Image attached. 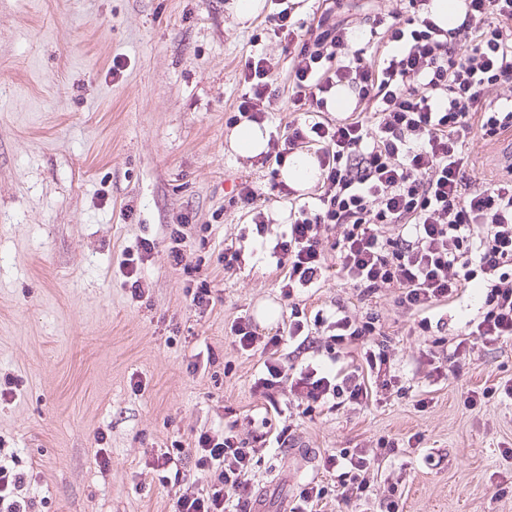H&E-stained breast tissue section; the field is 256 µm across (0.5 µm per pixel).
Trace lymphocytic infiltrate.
I'll list each match as a JSON object with an SVG mask.
<instances>
[{
    "mask_svg": "<svg viewBox=\"0 0 512 512\" xmlns=\"http://www.w3.org/2000/svg\"><path fill=\"white\" fill-rule=\"evenodd\" d=\"M270 3L271 30L290 48L288 98L296 112L273 140L274 158L308 148L320 178L310 195L288 190L289 222L278 232L253 182L237 187L257 237L225 245L217 261L229 273L260 253L273 259L289 314L270 331L247 314L230 322L234 347L263 358L252 382L264 399L262 430L244 438L230 420L223 430L195 435L186 454L209 482L179 494L172 512H253L252 462L289 440L277 422L281 397L333 411L369 406L398 386L390 333L379 316L354 318L343 304L312 307L298 299V291L320 288L328 272L353 285L361 300L391 294L396 312L425 334L433 312L479 289V313L463 336L434 338L424 353L433 381L458 378L475 349L512 339V182L474 184L466 152L471 139L512 130V102L488 97L492 87L512 85V0H464L463 20L452 29L431 18L428 0H407L386 30L368 39L370 65L349 52L357 37L350 0H318L303 33L284 0ZM276 68L261 55L245 58L239 118L259 125L270 119ZM340 88L354 106L338 115L328 102ZM155 249L144 239L123 253L120 270L132 297L150 290L140 270ZM166 252L190 278L192 307L213 309L210 283L200 264L188 261L180 225H172ZM401 448L399 439L382 438L371 449L325 455L330 486L304 484L290 512H317L329 496L337 512H353L373 497L380 512H399L397 483L376 491L374 467ZM31 479L0 463V512H33Z\"/></svg>",
    "mask_w": 512,
    "mask_h": 512,
    "instance_id": "1",
    "label": "lymphocytic infiltrate"
}]
</instances>
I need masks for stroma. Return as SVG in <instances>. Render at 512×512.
Returning a JSON list of instances; mask_svg holds the SVG:
<instances>
[{
  "label": "stroma",
  "mask_w": 512,
  "mask_h": 512,
  "mask_svg": "<svg viewBox=\"0 0 512 512\" xmlns=\"http://www.w3.org/2000/svg\"><path fill=\"white\" fill-rule=\"evenodd\" d=\"M231 2L0 0V380L16 382L0 398V442L32 470L39 512H171L176 494L206 484L180 452L196 431L222 428L228 407L241 437L260 429L253 414L262 400L251 390L260 358L237 352L225 327L259 309L280 320L288 302L269 260L227 273L212 250L255 235L237 201L241 180L260 187L266 215L288 221L277 164L236 154L230 134L242 56L277 62L272 107L282 119L292 111L289 56L264 13L242 22ZM501 143H470L478 178L512 180ZM180 222L218 299L203 316L164 251L141 268L145 298L132 297L119 270L124 248L163 242ZM315 298L393 324L391 355L407 392L310 416L282 402L291 448L262 454L251 474L264 512H285L301 484L323 480L321 454L416 432L420 447L375 476L380 488L401 481L402 512H512V494L494 493L512 481V458L502 456L512 403L495 396L471 410L461 398L512 380V339L476 350L421 411L415 400L427 381L414 368L423 344L390 296L360 301L331 275ZM205 349L214 362L189 373L191 355ZM165 451L181 484L146 470Z\"/></svg>",
  "instance_id": "35a3bbf8"
}]
</instances>
